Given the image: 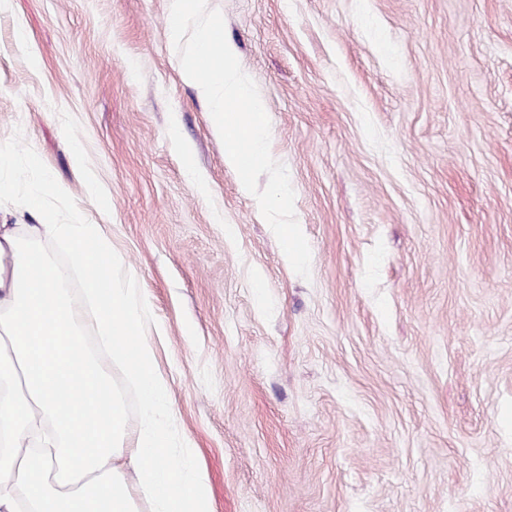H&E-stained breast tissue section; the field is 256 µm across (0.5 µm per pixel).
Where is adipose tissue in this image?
<instances>
[{"label":"adipose tissue","mask_w":512,"mask_h":512,"mask_svg":"<svg viewBox=\"0 0 512 512\" xmlns=\"http://www.w3.org/2000/svg\"><path fill=\"white\" fill-rule=\"evenodd\" d=\"M49 178L25 195L41 234L66 240L97 305L101 330L139 391L137 438L123 403L87 353L68 271L32 242L0 231V512H12L21 487L31 512H210L204 477L171 455L173 434L158 412L166 385L153 352L138 340L150 304L95 224H59L44 203L57 195Z\"/></svg>","instance_id":"adipose-tissue-1"}]
</instances>
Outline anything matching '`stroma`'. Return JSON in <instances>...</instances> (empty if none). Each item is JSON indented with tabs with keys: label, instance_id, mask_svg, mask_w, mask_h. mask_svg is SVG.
<instances>
[{
	"label": "stroma",
	"instance_id": "obj_1",
	"mask_svg": "<svg viewBox=\"0 0 512 512\" xmlns=\"http://www.w3.org/2000/svg\"><path fill=\"white\" fill-rule=\"evenodd\" d=\"M168 4L0 0V144L38 165L0 169V224L29 234L45 174L58 223L101 226L211 512H512V0H207L265 105L307 280L225 164Z\"/></svg>",
	"mask_w": 512,
	"mask_h": 512
}]
</instances>
